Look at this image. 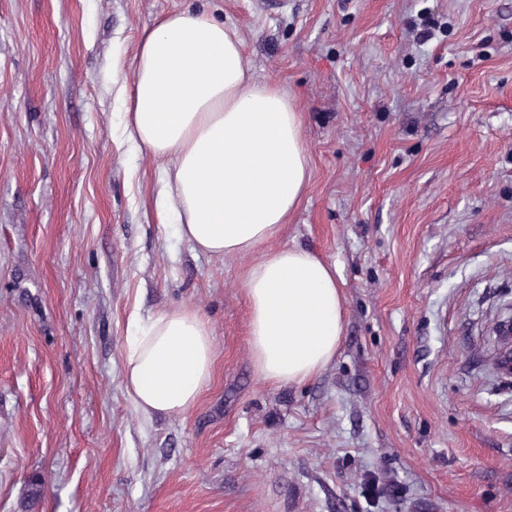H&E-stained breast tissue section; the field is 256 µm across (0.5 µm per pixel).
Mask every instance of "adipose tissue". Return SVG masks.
<instances>
[{"instance_id":"obj_1","label":"adipose tissue","mask_w":512,"mask_h":512,"mask_svg":"<svg viewBox=\"0 0 512 512\" xmlns=\"http://www.w3.org/2000/svg\"><path fill=\"white\" fill-rule=\"evenodd\" d=\"M122 137L164 161L157 212L194 251L250 257L240 286L251 356L269 385L302 383L335 357L344 324L334 266L274 246L310 180L303 115L257 80L235 26L179 11L141 36ZM125 390L145 416L186 415L213 369L212 331L192 307L132 317Z\"/></svg>"}]
</instances>
